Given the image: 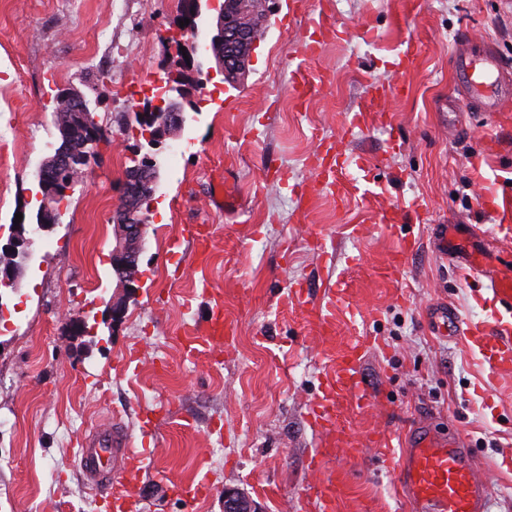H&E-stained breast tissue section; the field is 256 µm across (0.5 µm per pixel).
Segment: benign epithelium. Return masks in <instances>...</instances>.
Masks as SVG:
<instances>
[{
  "label": "benign epithelium",
  "mask_w": 512,
  "mask_h": 512,
  "mask_svg": "<svg viewBox=\"0 0 512 512\" xmlns=\"http://www.w3.org/2000/svg\"><path fill=\"white\" fill-rule=\"evenodd\" d=\"M218 37L216 41L223 43L224 50L213 54L219 73L224 79L231 81L242 75L247 66L249 56L247 49L255 45L253 26L240 19L233 0H224L218 13ZM189 31L187 27L175 26L174 31L166 36L170 50L177 57L178 68L167 72L166 89L173 90L172 84L180 79L179 71H194V54L197 47L183 40V35ZM185 51H180V47ZM136 123L140 124L143 136L147 142H157V137L176 128L183 121V105L169 98L156 103H149L146 108L133 113ZM92 155L87 153L75 156L61 151L56 156L55 179L63 182L84 161H91ZM133 165L131 175L123 183V199L130 205L117 211L115 219L118 234L116 244L112 249V268L117 277V287L122 289V295L112 299L108 306V314L112 324L119 323L124 317L126 298L139 288L138 260L142 250L146 224L149 222L148 212L139 206L131 205L139 198L146 185L155 182L157 171L151 157L140 155L134 151L131 156ZM50 228L48 224H16L12 236L4 245L0 244V286H9L17 278L24 258L40 233ZM224 502V512H261L258 504L237 487L226 486L221 491Z\"/></svg>",
  "instance_id": "1"
}]
</instances>
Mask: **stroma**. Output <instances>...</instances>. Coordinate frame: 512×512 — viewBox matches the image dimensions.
Returning a JSON list of instances; mask_svg holds the SVG:
<instances>
[{"label":"stroma","instance_id":"obj_1","mask_svg":"<svg viewBox=\"0 0 512 512\" xmlns=\"http://www.w3.org/2000/svg\"><path fill=\"white\" fill-rule=\"evenodd\" d=\"M224 0H201L199 83L181 88L183 122L163 137L138 268L140 286L119 323L114 213L129 155L145 140L128 120L154 99L164 36L179 0H0V240L16 214L36 221V171L60 140L59 90L91 102L107 141L37 238L17 281L0 289V512H106L79 466L80 439L121 426L143 453L132 512H224L234 486L263 512H319L305 491L334 475L348 486L336 512H412L398 458L363 442L404 448L418 424L462 437L485 481L491 512H512V380L498 381L462 338L438 333L435 307L485 318V278L459 272L474 254L512 265L502 231L512 189V111L442 121L454 92L455 41H493L512 61V0H270L237 85L213 72L206 49ZM320 43L305 56L310 40ZM413 48L416 64L402 53ZM345 137L346 194L297 197L314 156ZM493 146H485L482 133ZM223 182L234 207L205 205ZM209 225L198 259L186 228ZM321 235L330 252L310 245ZM415 243L399 280L383 270L401 235ZM350 309L322 334L317 311L336 288ZM316 303L302 310L296 290ZM224 299L235 341L188 355L186 330ZM83 334H73L72 317ZM372 337L358 365L372 407L340 402L361 445L324 454L312 406L344 340ZM207 483L193 500L174 484Z\"/></svg>","mask_w":512,"mask_h":512}]
</instances>
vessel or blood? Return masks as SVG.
<instances>
[{
    "label": "vessel or blood",
    "instance_id": "obj_1",
    "mask_svg": "<svg viewBox=\"0 0 512 512\" xmlns=\"http://www.w3.org/2000/svg\"><path fill=\"white\" fill-rule=\"evenodd\" d=\"M451 68L457 88L451 104L496 113L512 102V69L502 63L491 41H459L451 55ZM488 288L493 309L487 320L463 322L451 312L445 319L478 349L492 374L512 378V268L498 269ZM232 333L222 308L217 306L190 344L213 347L223 344ZM366 347L367 341L361 336L349 344L341 370L328 382L323 399L313 409L325 437H347L345 427L335 418L337 396L352 394L361 407L369 403L357 378ZM141 459V453L131 446L130 435L109 424L96 428L80 443L83 474L90 486L106 491L113 512L130 509V490L115 478V471L126 470ZM399 478L413 512H488L487 487L469 462L460 438L439 435L428 425H419L412 444L402 451ZM309 492L320 500L324 512H334L343 485L329 477L312 485Z\"/></svg>",
    "mask_w": 512,
    "mask_h": 512
}]
</instances>
